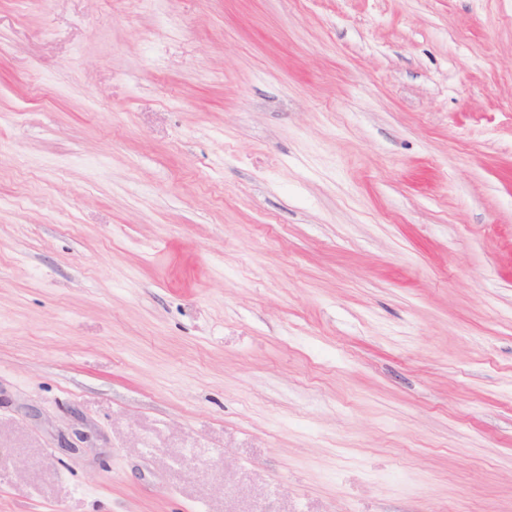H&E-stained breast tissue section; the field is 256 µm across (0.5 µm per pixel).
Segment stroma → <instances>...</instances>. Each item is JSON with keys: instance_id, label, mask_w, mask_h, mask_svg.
I'll return each mask as SVG.
<instances>
[{"instance_id": "stroma-1", "label": "stroma", "mask_w": 512, "mask_h": 512, "mask_svg": "<svg viewBox=\"0 0 512 512\" xmlns=\"http://www.w3.org/2000/svg\"><path fill=\"white\" fill-rule=\"evenodd\" d=\"M0 512H512V0H0Z\"/></svg>"}]
</instances>
